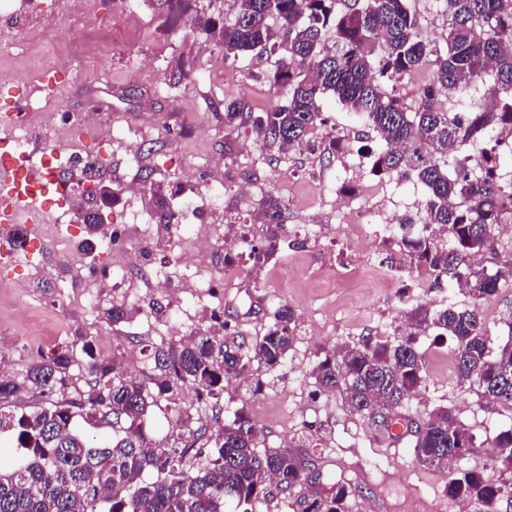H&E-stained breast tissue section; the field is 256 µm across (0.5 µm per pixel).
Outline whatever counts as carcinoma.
<instances>
[{
    "label": "carcinoma",
    "instance_id": "cac0c4a2",
    "mask_svg": "<svg viewBox=\"0 0 512 512\" xmlns=\"http://www.w3.org/2000/svg\"><path fill=\"white\" fill-rule=\"evenodd\" d=\"M448 29L444 46L418 37L419 17L408 0H235L236 14L224 21L208 0L209 12L193 24L224 50V59L258 51L275 57L268 82L288 89L284 104L260 112L224 97V128L251 129L262 146L279 152L313 150L327 125L326 98L332 97L375 133L378 146L372 173L411 177L427 190L423 215L410 218L428 232L387 250L384 261L430 271L427 288L454 292L465 280L462 302L442 308L417 303L390 333L364 336L326 352L312 377L317 393L338 396L370 429L408 440L414 460L446 469L478 448L485 449L499 479L491 482L468 469L448 472L446 491L479 512H512V422L480 439L448 406L437 405L421 421L406 415L409 402L427 388L422 335L448 344L458 384L483 407L512 412V301L505 300L501 341L483 317V304L512 279V264L494 269L472 265L475 254H495L500 226L512 223V149L501 150L498 136L512 132V0H444ZM276 20L273 27L269 20ZM333 48H328V43ZM427 69L430 79L415 106L403 95L402 81ZM492 77L496 104L470 97L472 86ZM482 141L479 155L465 147ZM81 175L97 189L82 193L78 212L92 249L99 214L112 207L116 192L110 172L86 160ZM142 177L160 222L174 218L173 195ZM267 223L283 228L288 209L273 194L263 200ZM297 341L292 307L281 305L274 322L246 348L231 337L201 336L190 344L155 352L161 370L157 395L189 384L198 399L218 405L224 383L253 367L283 366ZM69 350L54 351L18 381L0 372V431L11 434L23 456L0 463V512H249L271 482L288 495L295 512H348L359 489L326 481L318 464L287 449L258 451L260 431L244 412L224 423L209 453L193 446L153 447L143 431L152 393L124 378L104 357L91 358L93 385L81 398L53 402L26 414L3 408L26 390L40 395L65 387ZM82 418L112 433L94 442L73 429ZM152 472L147 482L143 474Z\"/></svg>",
    "mask_w": 512,
    "mask_h": 512
}]
</instances>
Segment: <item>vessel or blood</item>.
<instances>
[{
  "label": "vessel or blood",
  "mask_w": 512,
  "mask_h": 512,
  "mask_svg": "<svg viewBox=\"0 0 512 512\" xmlns=\"http://www.w3.org/2000/svg\"><path fill=\"white\" fill-rule=\"evenodd\" d=\"M64 186L43 148L0 151V232L20 222L41 223L65 200Z\"/></svg>",
  "instance_id": "obj_1"
}]
</instances>
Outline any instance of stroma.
Returning <instances> with one entry per match:
<instances>
[{
  "instance_id": "1",
  "label": "stroma",
  "mask_w": 512,
  "mask_h": 512,
  "mask_svg": "<svg viewBox=\"0 0 512 512\" xmlns=\"http://www.w3.org/2000/svg\"><path fill=\"white\" fill-rule=\"evenodd\" d=\"M167 15L155 0H139L115 31L116 37L125 38L126 51L111 53L101 44L81 53L72 41L82 23L67 7L56 10L49 21L26 14L28 41L16 54L0 57V72L11 75L10 80H0V115L26 113L19 91L36 82L43 68L76 69L81 82L67 80L59 88L69 108L111 114L114 127H129L138 135L140 156L113 144L114 183L140 181L142 170L149 169L163 190L177 186L181 200H193L204 188L202 172L219 166L224 185L222 238L209 253L184 262L180 244L191 237L190 226L177 230L159 223L150 197L134 202L117 197L112 225L119 233V247L130 248L137 238L144 250L116 272L110 245L94 236L90 273L101 288L86 305L73 293L69 263L79 253L82 234L63 228L46 236L48 253L21 259L15 268L0 267V368L20 377L33 361L68 347L72 366L65 394L87 393L88 358L74 343L80 336L125 377L149 386L159 375L154 349L177 347L205 335L216 320L229 323L237 342H251L264 332L275 310L287 304L298 321L292 361L273 373L252 370L225 389L221 413L207 412L202 424L207 436H215L225 417L241 408L259 427L263 448L290 446L295 454L317 458L326 479L357 485L348 512L365 507L371 512H424L428 505L455 512L444 491L447 474L420 466L405 444L373 433L339 398L316 392L311 372L320 355L342 342L383 332V319L392 315L389 291L337 278L336 266L349 261L343 236H295L294 246L280 245L279 259L257 266L242 257L245 276L240 287L218 283L225 267V240L239 238L243 226L251 225L267 194L284 201L293 226L349 221V214H337L334 208L336 191L352 179L371 180L372 173L367 166L349 169L338 149L358 148L366 127L329 99L324 111L332 142L313 152L278 154L263 149L251 130L226 133L225 96L263 108L274 99L285 101L287 91L270 95L264 78L272 64L267 56L252 52L215 64L217 47L191 29L190 14H183L173 27ZM229 137L234 140L230 155L224 152ZM112 307L126 310L124 321L104 320V312ZM421 350L428 383L424 396L410 403V417L444 404L480 435L512 419L510 412L479 407L476 396L458 386L445 348L426 338ZM198 406L191 386L174 388L150 408L145 430L157 440L182 442L176 413Z\"/></svg>"
}]
</instances>
